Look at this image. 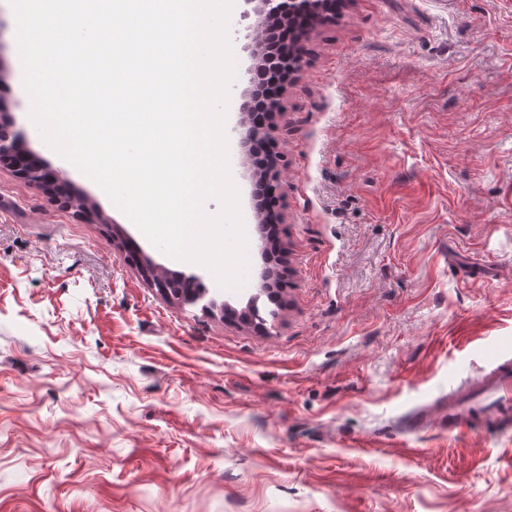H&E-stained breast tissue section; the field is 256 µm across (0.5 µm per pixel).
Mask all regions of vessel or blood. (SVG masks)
Masks as SVG:
<instances>
[{"instance_id": "1", "label": "vessel or blood", "mask_w": 512, "mask_h": 512, "mask_svg": "<svg viewBox=\"0 0 512 512\" xmlns=\"http://www.w3.org/2000/svg\"><path fill=\"white\" fill-rule=\"evenodd\" d=\"M477 421L512 427V359L501 357L476 385H463L448 401V429L461 431Z\"/></svg>"}]
</instances>
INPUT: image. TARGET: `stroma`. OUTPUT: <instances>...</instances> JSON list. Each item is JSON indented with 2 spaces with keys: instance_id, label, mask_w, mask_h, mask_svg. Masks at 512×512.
Segmentation results:
<instances>
[{
  "instance_id": "stroma-1",
  "label": "stroma",
  "mask_w": 512,
  "mask_h": 512,
  "mask_svg": "<svg viewBox=\"0 0 512 512\" xmlns=\"http://www.w3.org/2000/svg\"><path fill=\"white\" fill-rule=\"evenodd\" d=\"M255 0H235L239 139ZM269 139L288 286L272 307L157 250L29 127L7 0L0 103L92 214L0 166V512H512V430L448 395L512 357V0H344L300 38ZM254 328L165 297L128 243Z\"/></svg>"
}]
</instances>
